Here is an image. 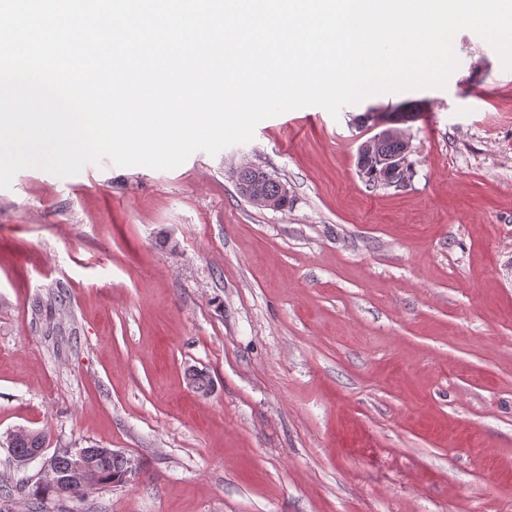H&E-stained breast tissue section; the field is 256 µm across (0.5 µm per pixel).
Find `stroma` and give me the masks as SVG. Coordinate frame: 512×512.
Masks as SVG:
<instances>
[{
	"label": "stroma",
	"mask_w": 512,
	"mask_h": 512,
	"mask_svg": "<svg viewBox=\"0 0 512 512\" xmlns=\"http://www.w3.org/2000/svg\"><path fill=\"white\" fill-rule=\"evenodd\" d=\"M453 45L442 88L0 188V512H512V71ZM409 101L414 176L369 186L361 116ZM246 163L287 209L239 194ZM20 427L138 472L33 499Z\"/></svg>",
	"instance_id": "obj_1"
}]
</instances>
